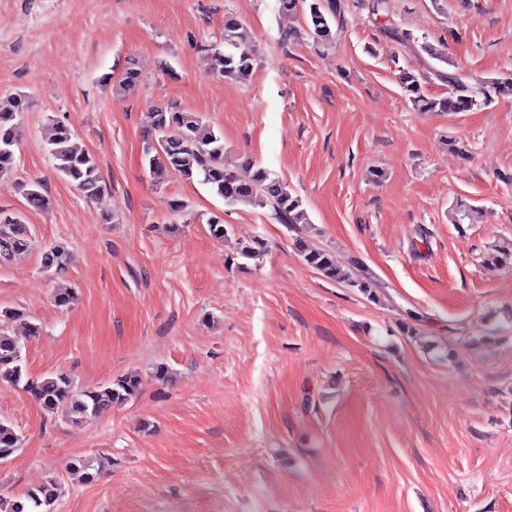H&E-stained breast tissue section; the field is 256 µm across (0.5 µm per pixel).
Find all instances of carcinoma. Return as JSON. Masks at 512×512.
Segmentation results:
<instances>
[{
	"instance_id": "obj_1",
	"label": "carcinoma",
	"mask_w": 512,
	"mask_h": 512,
	"mask_svg": "<svg viewBox=\"0 0 512 512\" xmlns=\"http://www.w3.org/2000/svg\"><path fill=\"white\" fill-rule=\"evenodd\" d=\"M278 11L293 14L303 10L314 38L323 43L333 41L331 22L341 15V4L336 0H277ZM224 49H214L212 59L221 74L246 81L250 78L254 58L248 51L251 33L236 15L224 16L222 34ZM448 96L429 97L422 93L418 75L402 70L399 83L410 93V101L420 112H469L490 102L495 95H512V74L490 81H470L456 73H447ZM141 81V71L132 58L128 59L119 83L123 91L130 90ZM24 102L18 97L0 99V177L14 170V147L18 141V128L12 124L16 114L23 111ZM51 155L57 170L69 178L87 198L102 190V176L94 157L73 142L71 129L60 123L53 124ZM143 160L155 176L170 174L182 179H196L207 185L227 206L245 205L268 208L274 219L286 226L309 223L301 199L292 194L288 184L268 169L247 161L240 170L224 165V136L206 124L196 112L176 105H158L148 113V131L143 146ZM25 197L33 209L47 207L48 199L42 188L34 184ZM212 238L222 240L230 229L224 219L213 215L207 220ZM296 250L304 262L324 277L349 288H356L371 300H376L370 277L352 276L336 264L330 252L311 246L307 240H295ZM32 246L27 225L11 213L0 209V260L12 261L27 253ZM267 252V243L254 237L241 244L238 256L258 261ZM70 254L62 243H55L43 253L42 262L47 270L62 272L69 263ZM486 266L494 269L512 267V243L500 246L488 254ZM22 344L17 336L0 333V381L18 385L48 413L63 411L74 424L89 415H101L120 406L141 389L142 379L137 375L116 377L106 383L85 389H76L64 371L34 377L22 364ZM18 437L12 425L0 420V460L10 458L17 450ZM68 469L79 474L90 484L102 473V464L93 458H75ZM59 484L50 479L23 494L7 499L0 497V512H51L59 497Z\"/></svg>"
}]
</instances>
